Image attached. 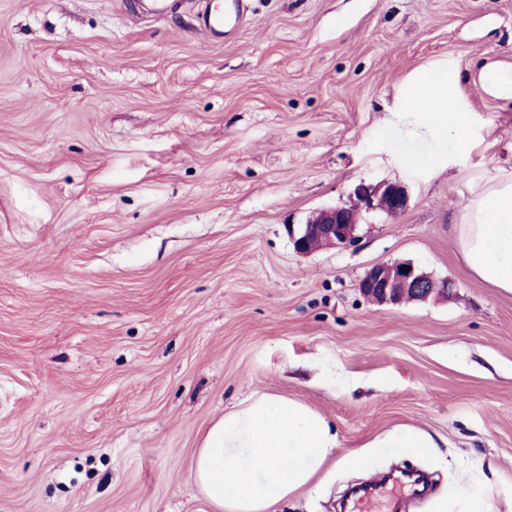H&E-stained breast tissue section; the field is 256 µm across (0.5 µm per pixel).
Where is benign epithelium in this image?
<instances>
[{
  "label": "benign epithelium",
  "instance_id": "7a95c632",
  "mask_svg": "<svg viewBox=\"0 0 512 512\" xmlns=\"http://www.w3.org/2000/svg\"><path fill=\"white\" fill-rule=\"evenodd\" d=\"M353 203L314 210L298 223L285 225L294 250L310 255L325 248H343L355 242L361 213L381 212L392 216L404 211L408 194L399 183H361L350 193ZM410 270L403 271L401 267ZM358 288L366 299L379 305H400L448 297L454 284L436 281L410 261L378 263L370 267Z\"/></svg>",
  "mask_w": 512,
  "mask_h": 512
}]
</instances>
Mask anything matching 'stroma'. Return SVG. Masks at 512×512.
<instances>
[{"label":"stroma","instance_id":"1","mask_svg":"<svg viewBox=\"0 0 512 512\" xmlns=\"http://www.w3.org/2000/svg\"><path fill=\"white\" fill-rule=\"evenodd\" d=\"M0 0V512H212L189 478L205 430L250 396L300 400L337 456L397 426L433 457L338 464L278 512H336L390 468L512 512V294L474 281L464 206L512 177V106L477 72L512 61V0H250L212 40L201 0ZM452 62L467 152L440 155L395 96ZM408 193L344 248L284 229L361 183ZM410 261L449 297L358 283ZM409 266L408 272L401 267ZM358 288L366 299L379 305H400L411 301H426L435 297H448L454 284L436 281L410 261L378 263L370 267Z\"/></svg>","mask_w":512,"mask_h":512}]
</instances>
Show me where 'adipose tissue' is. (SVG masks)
<instances>
[{
  "label": "adipose tissue",
  "mask_w": 512,
  "mask_h": 512,
  "mask_svg": "<svg viewBox=\"0 0 512 512\" xmlns=\"http://www.w3.org/2000/svg\"><path fill=\"white\" fill-rule=\"evenodd\" d=\"M487 96L512 104V63L484 62L477 73ZM460 77L447 66L414 73L402 92V107L424 114L440 139L465 152L468 112ZM455 242L470 276L512 293V179L496 181L464 207ZM338 446L336 427L306 405L281 396L249 398L225 412L203 436L191 477L215 512H275L278 503L323 478ZM435 443L419 429L397 427L351 454L358 467L371 456L398 451L433 453Z\"/></svg>",
  "instance_id": "ef3b65f1"
}]
</instances>
